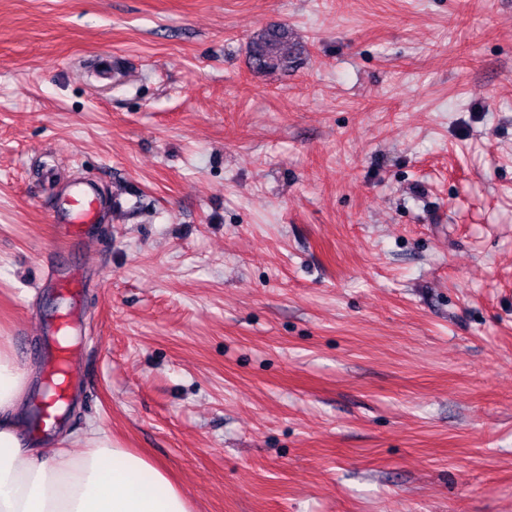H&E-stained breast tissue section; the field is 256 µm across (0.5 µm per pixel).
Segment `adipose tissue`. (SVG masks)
<instances>
[{"label":"adipose tissue","mask_w":512,"mask_h":512,"mask_svg":"<svg viewBox=\"0 0 512 512\" xmlns=\"http://www.w3.org/2000/svg\"><path fill=\"white\" fill-rule=\"evenodd\" d=\"M32 372L0 343V512H190L167 471L111 435L96 433L80 453L35 447L16 413Z\"/></svg>","instance_id":"adipose-tissue-1"}]
</instances>
